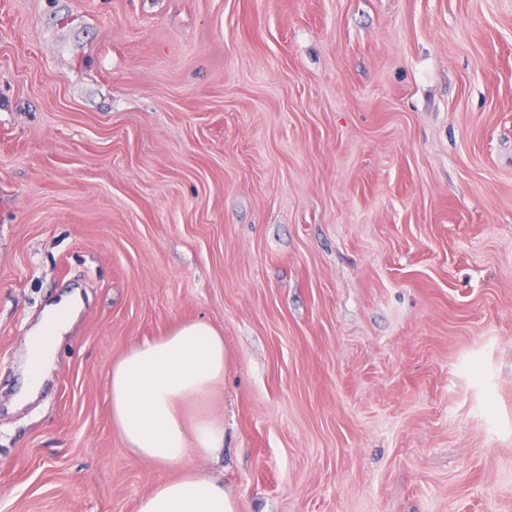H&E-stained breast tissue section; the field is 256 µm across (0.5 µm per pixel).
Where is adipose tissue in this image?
Returning a JSON list of instances; mask_svg holds the SVG:
<instances>
[{
    "label": "adipose tissue",
    "mask_w": 512,
    "mask_h": 512,
    "mask_svg": "<svg viewBox=\"0 0 512 512\" xmlns=\"http://www.w3.org/2000/svg\"><path fill=\"white\" fill-rule=\"evenodd\" d=\"M224 338L203 321L185 322L168 335L133 344L112 365V423L126 448L142 460L178 470L156 485L137 512H238L223 485L201 474L195 461L224 448V423L185 409L203 403L223 383Z\"/></svg>",
    "instance_id": "adipose-tissue-1"
}]
</instances>
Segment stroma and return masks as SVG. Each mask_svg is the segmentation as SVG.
I'll use <instances>...</instances> for the list:
<instances>
[{
  "instance_id": "obj_1",
  "label": "stroma",
  "mask_w": 512,
  "mask_h": 512,
  "mask_svg": "<svg viewBox=\"0 0 512 512\" xmlns=\"http://www.w3.org/2000/svg\"><path fill=\"white\" fill-rule=\"evenodd\" d=\"M192 320L239 512H512V0H0V512L174 479L109 372ZM75 305V298H69L59 304L46 316V323L51 322L55 326V336L52 346H44L40 349L42 362L51 360L54 357L56 345L62 340L61 333L68 331Z\"/></svg>"
}]
</instances>
